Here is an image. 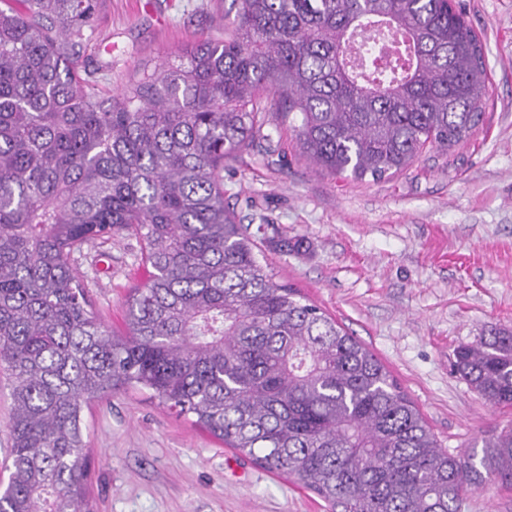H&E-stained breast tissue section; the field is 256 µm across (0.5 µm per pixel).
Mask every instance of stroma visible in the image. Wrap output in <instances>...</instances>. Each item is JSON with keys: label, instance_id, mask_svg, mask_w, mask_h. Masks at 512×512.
I'll list each match as a JSON object with an SVG mask.
<instances>
[{"label": "stroma", "instance_id": "35a3bbf8", "mask_svg": "<svg viewBox=\"0 0 512 512\" xmlns=\"http://www.w3.org/2000/svg\"><path fill=\"white\" fill-rule=\"evenodd\" d=\"M232 0H104L84 54L102 93L222 36ZM483 45L484 120L467 140L422 153L379 181L333 175L269 110L264 137L224 162V204L266 222L257 244L275 281L298 288L368 347L423 414L441 448L469 451L512 424L455 373L453 351L492 326L512 329V0H459ZM296 241L281 251L282 239ZM103 325L124 330L148 276L140 241L117 235L71 257ZM93 512H328L288 477L192 424L145 390L83 413ZM460 512H512V483L470 491Z\"/></svg>", "mask_w": 512, "mask_h": 512}]
</instances>
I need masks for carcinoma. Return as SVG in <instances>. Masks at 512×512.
<instances>
[{"label": "carcinoma", "instance_id": "obj_1", "mask_svg": "<svg viewBox=\"0 0 512 512\" xmlns=\"http://www.w3.org/2000/svg\"><path fill=\"white\" fill-rule=\"evenodd\" d=\"M101 0H0V372L11 437L0 512H92L83 409L119 389L159 403L332 512H459L512 481V425L448 454L381 361L273 280L224 207V159L268 99L300 116L319 168L380 181L482 120L481 43L453 0H232L233 30L133 85L82 76ZM131 233L152 272L124 332L93 311L71 255ZM512 407V329L454 350Z\"/></svg>", "mask_w": 512, "mask_h": 512}]
</instances>
